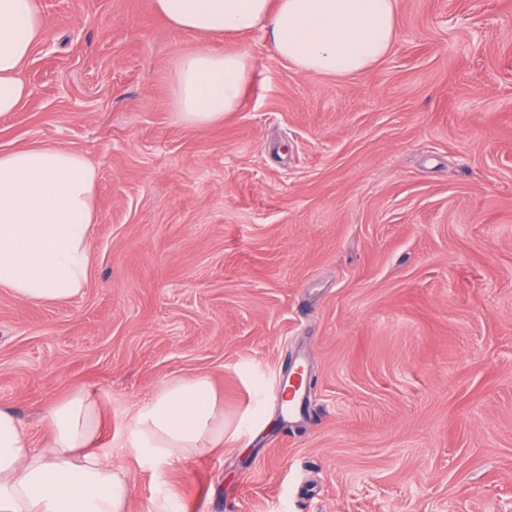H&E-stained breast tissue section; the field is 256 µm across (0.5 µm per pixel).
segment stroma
<instances>
[{
	"mask_svg": "<svg viewBox=\"0 0 512 512\" xmlns=\"http://www.w3.org/2000/svg\"><path fill=\"white\" fill-rule=\"evenodd\" d=\"M33 92L0 152L52 142L97 170L81 296L0 288V407L41 441L76 392L128 439L137 404L204 374L224 446L120 457L127 512H512V0H398L389 53L299 73L265 30L240 108L182 123L199 36L153 0H40ZM312 384L282 422L287 363Z\"/></svg>",
	"mask_w": 512,
	"mask_h": 512,
	"instance_id": "1",
	"label": "stroma"
}]
</instances>
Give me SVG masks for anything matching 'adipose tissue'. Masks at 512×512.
Segmentation results:
<instances>
[{
	"label": "adipose tissue",
	"mask_w": 512,
	"mask_h": 512,
	"mask_svg": "<svg viewBox=\"0 0 512 512\" xmlns=\"http://www.w3.org/2000/svg\"><path fill=\"white\" fill-rule=\"evenodd\" d=\"M180 32L233 37L267 29L278 58L312 76H352L383 59L396 35L397 0H154ZM39 0H0V116L32 89L22 68L41 41ZM252 74L243 51L201 46L172 64V107L192 126L236 111ZM95 168L80 153L39 143L0 153V288L31 302L82 294L96 222ZM101 406L75 394L48 407L46 435L32 440L0 407V512H125L131 487L98 448ZM131 446L163 466L223 447L224 406L208 376L164 383L139 404Z\"/></svg>",
	"instance_id": "ef3b65f1"
}]
</instances>
